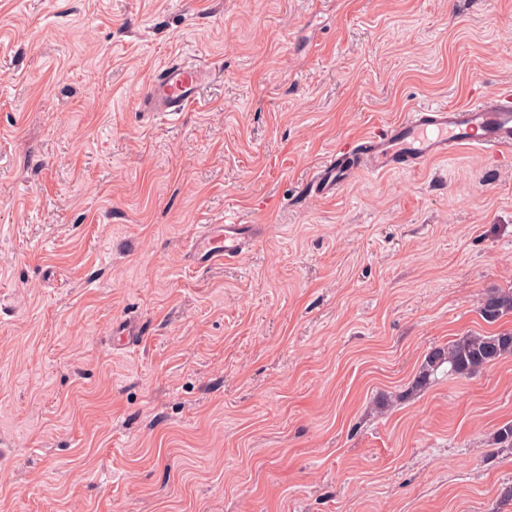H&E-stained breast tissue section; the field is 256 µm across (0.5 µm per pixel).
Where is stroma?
Here are the masks:
<instances>
[{"label": "stroma", "instance_id": "stroma-1", "mask_svg": "<svg viewBox=\"0 0 512 512\" xmlns=\"http://www.w3.org/2000/svg\"><path fill=\"white\" fill-rule=\"evenodd\" d=\"M176 57L217 78L150 119ZM509 84L512 0H0V512H512V357L414 386L512 329V149L305 188ZM227 218L268 233L192 267ZM512 310V289L493 290L484 299L480 313L483 319L493 323L504 313ZM112 334L116 349H127L138 345L145 331L135 318H125L112 325ZM512 356V332L470 333L433 349L426 357L416 387L427 384V377L438 367L448 364V373L461 378L473 376L483 369Z\"/></svg>", "mask_w": 512, "mask_h": 512}]
</instances>
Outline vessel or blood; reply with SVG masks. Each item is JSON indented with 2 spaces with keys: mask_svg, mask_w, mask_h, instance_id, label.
<instances>
[{
  "mask_svg": "<svg viewBox=\"0 0 512 512\" xmlns=\"http://www.w3.org/2000/svg\"><path fill=\"white\" fill-rule=\"evenodd\" d=\"M212 78V70L204 64L173 61L150 80L143 110L153 116L185 111L199 102L203 86ZM511 147L512 87L502 86L462 105L413 108L383 133L360 137L322 161L312 170L308 186L330 198L359 173L413 172L465 148L495 156ZM265 232L262 224L202 225L188 246L187 260L194 267L207 268L238 259ZM112 333L116 348L127 349L138 345L145 331L136 319L125 318L113 324Z\"/></svg>",
  "mask_w": 512,
  "mask_h": 512,
  "instance_id": "1",
  "label": "vessel or blood"
}]
</instances>
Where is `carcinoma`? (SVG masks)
Wrapping results in <instances>:
<instances>
[{
	"instance_id": "cac0c4a2",
	"label": "carcinoma",
	"mask_w": 512,
	"mask_h": 512,
	"mask_svg": "<svg viewBox=\"0 0 512 512\" xmlns=\"http://www.w3.org/2000/svg\"><path fill=\"white\" fill-rule=\"evenodd\" d=\"M512 310V289L493 290L484 299L480 313L493 323ZM512 356V332L470 333L433 349L426 357L416 386L427 384V377L438 367L448 364V373L461 378L473 376L483 369Z\"/></svg>"
}]
</instances>
